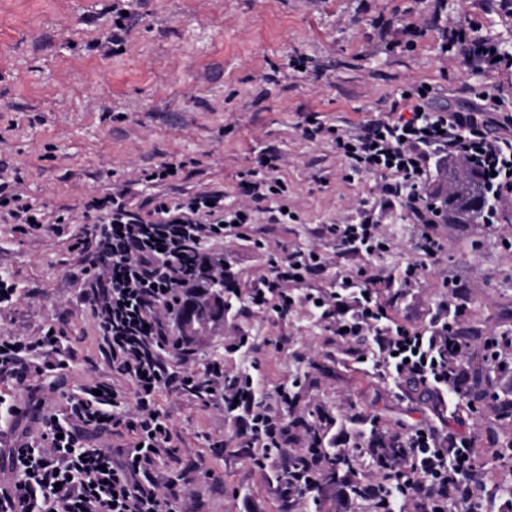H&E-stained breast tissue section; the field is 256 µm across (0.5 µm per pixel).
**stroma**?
Masks as SVG:
<instances>
[{
	"mask_svg": "<svg viewBox=\"0 0 512 512\" xmlns=\"http://www.w3.org/2000/svg\"><path fill=\"white\" fill-rule=\"evenodd\" d=\"M447 2L437 12L431 0H131L126 41L116 51L108 42L112 0H0V166L18 171V191L47 219L73 218L54 233L0 223V276L18 293L15 304L0 308V336L50 328L64 334L68 367L54 378L53 410L63 408L65 394L112 376L81 300L80 255L72 249L75 218L112 180L192 157L197 165L183 188L223 189L225 208L234 209L249 201L245 185L259 158L274 154L299 219L274 224L261 212L251 235L318 251L324 270L311 287L336 290L360 268L396 278L416 260L418 226L397 204L381 213L389 252L342 255L322 236L323 225L354 223L364 206L379 205L388 178L352 169L331 139H305L300 127L313 119L341 133L361 132L422 83L433 87L435 107L460 108L484 90L501 98L502 114H512L511 77L474 70L440 50L446 24L475 21L482 36L512 55V12L499 0ZM381 19L391 22L394 40L405 26L419 28L415 49L387 50ZM292 57L305 59V71L289 67ZM496 206L504 219L490 228L439 219L441 261L403 294L382 290L390 316L427 328L453 281L467 301L461 323L477 333L472 348L512 335V195ZM218 252L232 272L233 287L224 294L229 307L223 328L196 338L188 369L201 372L223 359L225 372L254 376L264 403L301 379L296 412L331 417L324 432L329 448L343 434L373 428L470 431L492 497L488 512H508L512 464L502 465L495 451L512 442V421L497 416L498 400L512 397V377L494 376V397L472 412H455L449 400L420 401L400 383L380 379L371 363L356 362L369 343L336 337L306 305L295 304L282 318L254 308L250 288L269 265L250 241L225 239ZM240 335L250 347L225 351L226 338ZM158 404L180 435L182 461H161L154 475L159 484L184 486L178 512H280L276 478L287 456L256 468L223 410L174 391L162 393Z\"/></svg>",
	"mask_w": 512,
	"mask_h": 512,
	"instance_id": "stroma-1",
	"label": "stroma"
}]
</instances>
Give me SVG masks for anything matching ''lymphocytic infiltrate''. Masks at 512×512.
Returning <instances> with one entry per match:
<instances>
[{"instance_id":"obj_1","label":"lymphocytic infiltrate","mask_w":512,"mask_h":512,"mask_svg":"<svg viewBox=\"0 0 512 512\" xmlns=\"http://www.w3.org/2000/svg\"><path fill=\"white\" fill-rule=\"evenodd\" d=\"M477 23L445 31L441 50L462 56L481 67L512 73V59L501 55L496 43L478 34ZM432 87L416 94L411 117L389 115L372 122L361 135L337 133L331 126L308 129L307 137L332 138L336 150L352 167L390 175L387 197L402 200L419 226L414 244L421 261L408 264L404 286L416 284L425 262L438 261L443 246L435 234L441 214L438 202L422 192L432 157H457L479 172L494 198L512 194V118L496 122L489 94L478 96L466 111H430ZM250 204L228 210L224 192H163L150 205L136 203L131 181L113 182L104 197L84 206V227L73 247L87 265L84 301L89 306L100 348L112 363V380L88 383L66 399L62 413L33 415V429L17 430L20 415L12 400L0 396V429L11 436L10 475L0 478V512H175L176 485L160 491L153 471L159 460L177 448L174 432L158 408V397L175 388L207 406L222 407L235 418L241 447H260L257 462L265 468L294 439L304 438L317 448L300 417L284 418L271 406L256 401L251 375L224 372L213 360L204 373L175 370L173 358L188 359L195 350L170 333L172 318L185 289L194 285L195 269L223 272L214 244L227 238L251 240L268 256L270 273L252 287L249 298L258 309L288 311L301 302L318 308L341 339H372L371 362L388 380L413 379L438 398L457 393L473 363L512 375V337L487 339L479 360L451 336L465 305L444 306L424 330H413L384 313L378 299L384 278L359 269L339 289L310 288V280L324 268L314 250L284 251L250 236L257 204L277 201L281 221L288 211V185L263 176L250 184ZM340 253L365 256L390 249L375 211L364 212L354 224H328ZM303 294H294L297 284ZM60 339L55 330L38 336H0V376L20 381L29 373L49 374L63 369ZM132 386L136 413L126 420L120 410ZM126 428L129 446L120 454L86 442L88 430L106 434ZM406 450L425 476L420 488L413 476L399 473L387 489L385 501L360 499L365 512H448L456 501L460 512H483L484 471L468 437L442 442L432 429L417 427L404 436ZM471 480L456 486L457 475Z\"/></svg>"}]
</instances>
